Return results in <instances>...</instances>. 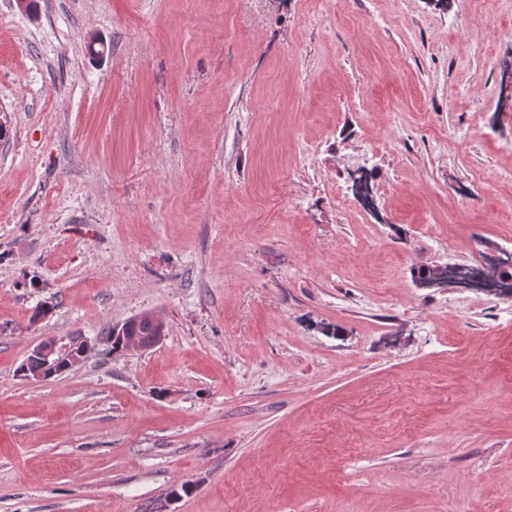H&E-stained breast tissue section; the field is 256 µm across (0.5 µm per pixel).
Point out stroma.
Here are the masks:
<instances>
[{"label": "stroma", "mask_w": 512, "mask_h": 512, "mask_svg": "<svg viewBox=\"0 0 512 512\" xmlns=\"http://www.w3.org/2000/svg\"><path fill=\"white\" fill-rule=\"evenodd\" d=\"M509 29L0 0V512H512V300L411 275L512 251ZM146 312L164 342L109 353ZM413 276L416 283L422 288L456 286V284L462 283L448 279L447 266L421 264L414 267ZM31 355L35 358H27L26 362L21 365L20 371L25 377L28 375V372H30L32 375L29 376V379L40 380L43 378L44 372L42 370H35H40L42 368L41 361L44 365L43 368L46 369L49 366L56 364L58 362V358H61L62 353L58 350L55 340H48L36 347L32 351ZM37 358L41 359V361Z\"/></svg>", "instance_id": "stroma-1"}]
</instances>
